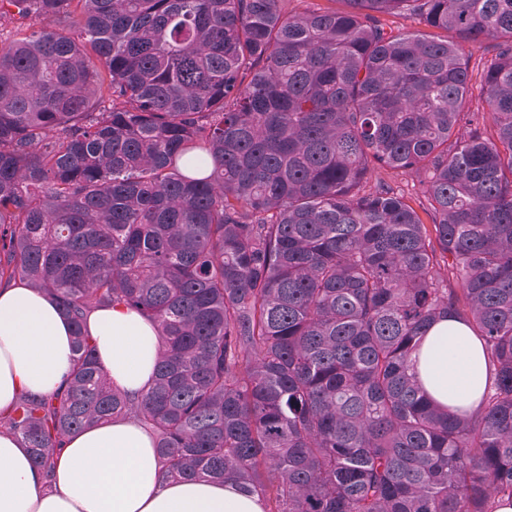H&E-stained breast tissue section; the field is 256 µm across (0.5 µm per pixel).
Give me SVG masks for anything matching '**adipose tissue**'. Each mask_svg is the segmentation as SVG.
<instances>
[{"instance_id": "ef3b65f1", "label": "adipose tissue", "mask_w": 512, "mask_h": 512, "mask_svg": "<svg viewBox=\"0 0 512 512\" xmlns=\"http://www.w3.org/2000/svg\"><path fill=\"white\" fill-rule=\"evenodd\" d=\"M86 328L112 384L140 396L162 347L156 325L118 305L92 311ZM72 356V328L55 301L18 282L1 284L0 410L24 391L55 392ZM410 365L435 403L479 411L489 371L467 326L452 319L432 325ZM0 512H264V503L231 482L166 477L150 435L126 418L71 435L49 478L30 449L0 434Z\"/></svg>"}]
</instances>
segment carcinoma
<instances>
[{
    "label": "carcinoma",
    "instance_id": "obj_1",
    "mask_svg": "<svg viewBox=\"0 0 512 512\" xmlns=\"http://www.w3.org/2000/svg\"><path fill=\"white\" fill-rule=\"evenodd\" d=\"M342 2L0 0V281L54 297L74 343L56 393L0 412L45 476L134 417L167 475L265 512L512 503V0ZM114 305L162 338L138 399L86 330ZM442 318L483 343L476 414L410 373ZM380 178L390 183L394 188L403 191L412 206L418 210L424 222L426 224L430 223V219L422 211V206L420 204L421 198L419 200L415 194V188L413 187L414 183L417 184V180L415 178L396 171L381 170L378 173L373 174L372 183H376L377 179Z\"/></svg>",
    "mask_w": 512,
    "mask_h": 512
}]
</instances>
